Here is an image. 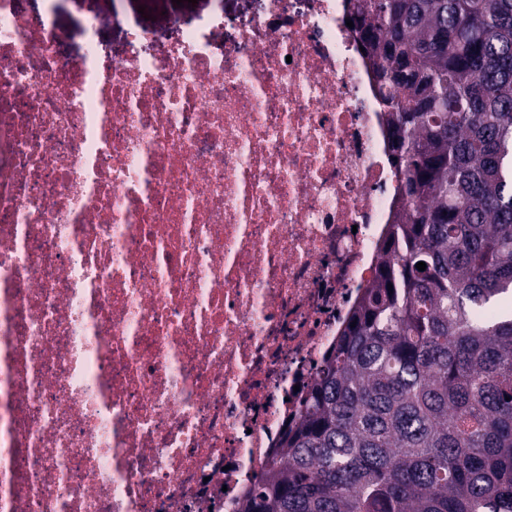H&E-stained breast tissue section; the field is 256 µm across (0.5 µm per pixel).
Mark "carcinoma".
Here are the masks:
<instances>
[{
	"label": "carcinoma",
	"mask_w": 512,
	"mask_h": 512,
	"mask_svg": "<svg viewBox=\"0 0 512 512\" xmlns=\"http://www.w3.org/2000/svg\"><path fill=\"white\" fill-rule=\"evenodd\" d=\"M347 2L407 205L243 512H512V0Z\"/></svg>",
	"instance_id": "obj_1"
}]
</instances>
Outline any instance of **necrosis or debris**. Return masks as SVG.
Wrapping results in <instances>:
<instances>
[{
    "instance_id": "necrosis-or-debris-1",
    "label": "necrosis or debris",
    "mask_w": 512,
    "mask_h": 512,
    "mask_svg": "<svg viewBox=\"0 0 512 512\" xmlns=\"http://www.w3.org/2000/svg\"><path fill=\"white\" fill-rule=\"evenodd\" d=\"M345 14L74 57L0 0V512H239L400 209Z\"/></svg>"
}]
</instances>
